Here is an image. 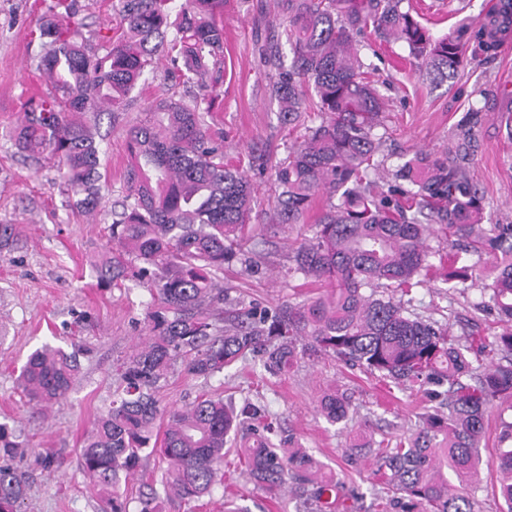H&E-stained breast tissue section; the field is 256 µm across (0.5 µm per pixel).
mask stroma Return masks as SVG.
I'll return each instance as SVG.
<instances>
[{
  "mask_svg": "<svg viewBox=\"0 0 512 512\" xmlns=\"http://www.w3.org/2000/svg\"><path fill=\"white\" fill-rule=\"evenodd\" d=\"M33 0H0V224L17 225L14 245L0 255V423L25 443L15 465L29 482L22 512H98V500L77 467V456L96 417L108 406L117 380L112 366L129 356L146 333L151 300L137 279L100 285L96 265L114 245L109 240L112 203L124 190L127 129L141 119L156 96L180 99L183 87L165 89L161 77L145 73L122 112L89 114L98 127L102 205L95 214L68 207L55 161L34 159L18 151L12 134L23 120L24 97L36 89L33 58L37 43ZM495 0H413L434 35L442 36L460 23L483 22ZM277 0H226L224 33V107L215 119L224 127V151L229 159L261 156L263 167L249 177L255 186L252 222L262 225L266 245L255 269L240 261L224 265L228 291L225 310L274 312L281 304H301L315 296V286L291 273L293 250L311 235L310 224L272 225L268 217L278 194L274 168L286 158L296 133L281 128L278 106L267 93L271 74L261 47L283 25ZM360 54L384 97L386 127L394 168L400 155L417 150H443L465 112L477 110L483 119L480 148L470 175L484 196L493 222L512 224V138L498 120L502 90H512V41L490 59H467L454 79L433 87L422 79L407 48L379 44L374 35L359 37ZM419 313L466 338L469 331L491 337L499 332L497 318L475 310L479 286L448 291L434 280L412 291ZM80 343L90 349L66 400L42 411L29 404L18 387L28 355L43 345L70 349ZM336 391L351 398L356 415L348 425H329L318 410L321 398ZM208 394L242 406L251 401L276 419L282 434L308 449L335 474L339 500L352 512H374L376 489L369 468L349 467L342 457L350 437L365 433L379 441L414 430L429 401L422 391L403 389L332 357H301L290 371L272 376L250 357L213 377L195 378L182 367L168 375L157 393L161 407L181 408ZM512 420V404L494 402L485 418L481 441L482 465L475 512H503L494 466L501 424ZM57 455L58 464L44 467L41 459ZM224 481L215 486L208 504L172 498L163 512H222L232 500L247 512H295L291 494L273 496L254 483L237 457L224 463Z\"/></svg>",
  "mask_w": 512,
  "mask_h": 512,
  "instance_id": "1",
  "label": "stroma"
}]
</instances>
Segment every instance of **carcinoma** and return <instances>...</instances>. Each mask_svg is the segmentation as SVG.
<instances>
[{"label": "carcinoma", "mask_w": 512, "mask_h": 512, "mask_svg": "<svg viewBox=\"0 0 512 512\" xmlns=\"http://www.w3.org/2000/svg\"><path fill=\"white\" fill-rule=\"evenodd\" d=\"M226 0H117L115 25L86 30L79 0H34L41 46L35 76L50 92L23 103L17 149L57 161L76 207L101 206L102 179L95 136L81 120L88 112L118 111L147 69L164 66V79L193 89L192 100L157 99L127 131L125 195L112 210L110 237L119 246L100 267V281L117 285L129 267L147 284L152 304L148 334L116 367L119 385L83 442L77 467L89 477L100 512H129L121 482L135 476L143 452L167 461L163 492L139 499L137 512H162L161 497L196 502L224 477V447L237 430L250 436L241 460L254 482L270 492L290 489L333 505L336 481L292 439L273 442L265 411L247 402L240 414L221 397L201 395L185 408L161 411L156 393L177 365L195 377L221 373L249 355L280 375L298 356L324 353L397 386L429 385L438 405L418 428L368 446L345 449L350 466L373 455L375 512H474L477 448L485 413L496 399H512V224L485 223L484 199L469 165L478 149L479 112L455 127L440 154L418 153L385 179L378 160L386 104L362 62L356 37L372 32L404 44L432 80L452 77L466 54H497L512 30V0H498L483 23L460 25L435 38L404 0H278L290 46L263 45L273 70L268 93L281 121L302 129L276 169L273 224H302L315 196L329 203L314 235L294 255V272L327 288L302 305L274 314L224 312V261H251L259 241L248 230L253 189L241 163L224 161V133L214 113L224 100ZM319 123L309 124L311 113ZM456 236L448 250L429 240L434 226ZM487 257L494 273L488 298L476 303L504 324L488 339L465 341L446 327L409 312L405 297L436 278L456 288L473 280ZM501 355L472 373L470 356ZM80 371L76 353L33 351L19 375L28 402L48 408L65 400ZM473 383L466 384L462 377ZM350 399L324 396L319 411L330 424L349 419ZM495 467L499 494L512 512V421L502 422ZM22 443L0 423V512H20L28 482L14 466Z\"/></svg>", "instance_id": "obj_1"}]
</instances>
